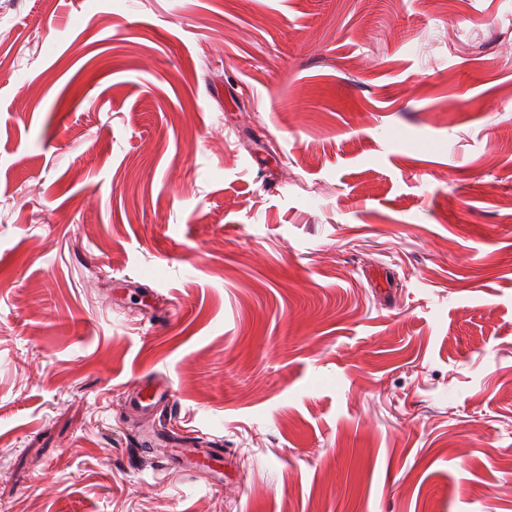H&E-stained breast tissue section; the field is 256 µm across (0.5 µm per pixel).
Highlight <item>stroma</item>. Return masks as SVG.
<instances>
[{"label":"stroma","mask_w":512,"mask_h":512,"mask_svg":"<svg viewBox=\"0 0 512 512\" xmlns=\"http://www.w3.org/2000/svg\"><path fill=\"white\" fill-rule=\"evenodd\" d=\"M0 512H512V0H0ZM173 403V395L166 389L151 391L144 389L139 383L132 388L129 399L124 400V405L137 404L149 411L168 410ZM194 437L187 435L173 436L164 426L159 427L147 441L140 442L150 446L169 448L167 467L175 472H188L221 461L222 448H187L194 443L205 440L193 441ZM173 448H182V451Z\"/></svg>","instance_id":"35a3bbf8"}]
</instances>
